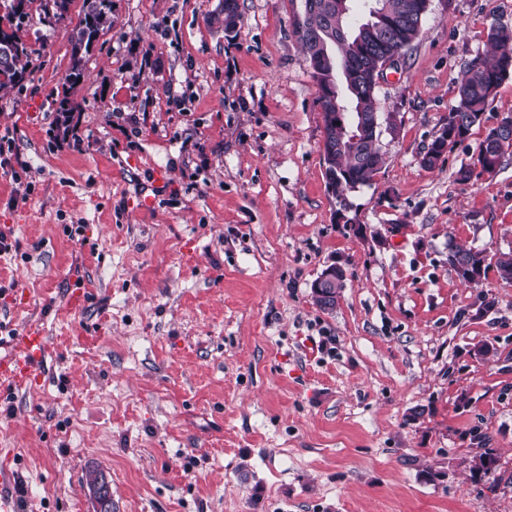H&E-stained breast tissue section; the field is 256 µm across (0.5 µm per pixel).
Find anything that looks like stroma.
<instances>
[{
    "instance_id": "obj_1",
    "label": "stroma",
    "mask_w": 512,
    "mask_h": 512,
    "mask_svg": "<svg viewBox=\"0 0 512 512\" xmlns=\"http://www.w3.org/2000/svg\"><path fill=\"white\" fill-rule=\"evenodd\" d=\"M223 7L112 0L69 135L64 25L28 28L32 74L0 92V354L30 325L48 341L39 384L0 379V467L25 486L9 512H95L91 466L112 512H512V283L448 264L452 242L512 251V154L455 179L512 114V76L420 165L512 0H431L344 223L301 0H239L231 39ZM333 262L348 280L325 311L311 284ZM476 431L498 456L479 480Z\"/></svg>"
}]
</instances>
